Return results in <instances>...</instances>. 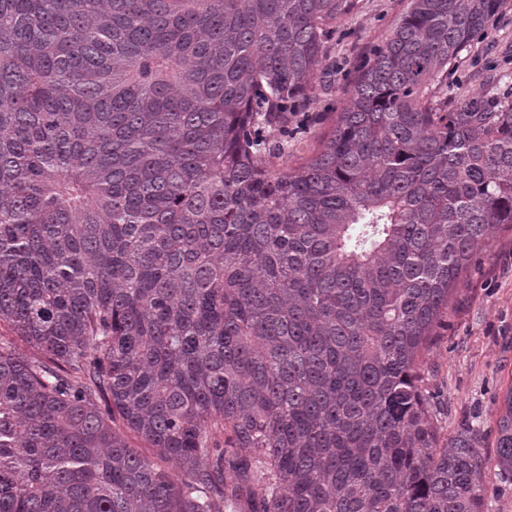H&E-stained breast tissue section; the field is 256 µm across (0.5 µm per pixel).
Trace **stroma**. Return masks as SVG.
<instances>
[{
    "mask_svg": "<svg viewBox=\"0 0 512 512\" xmlns=\"http://www.w3.org/2000/svg\"><path fill=\"white\" fill-rule=\"evenodd\" d=\"M407 3L358 0L338 21L328 48L330 87L293 118L296 132L288 141L289 160L313 153L328 114L343 105L349 67L389 36ZM481 90L492 95L512 90V0L448 72L452 99ZM422 378L437 406L443 435L452 436L465 422L480 429L490 512H512V483L503 482L496 467L497 420L512 388V230L499 229L488 240L451 296L447 323L423 358Z\"/></svg>",
    "mask_w": 512,
    "mask_h": 512,
    "instance_id": "stroma-1",
    "label": "stroma"
}]
</instances>
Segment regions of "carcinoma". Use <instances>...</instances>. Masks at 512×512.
Segmentation results:
<instances>
[{"mask_svg":"<svg viewBox=\"0 0 512 512\" xmlns=\"http://www.w3.org/2000/svg\"><path fill=\"white\" fill-rule=\"evenodd\" d=\"M355 5L0 0V324L34 350L0 335V512H485L421 357L512 227V100L448 98L504 0H410L290 165L267 133ZM497 427L511 481L512 388Z\"/></svg>","mask_w":512,"mask_h":512,"instance_id":"cac0c4a2","label":"carcinoma"}]
</instances>
